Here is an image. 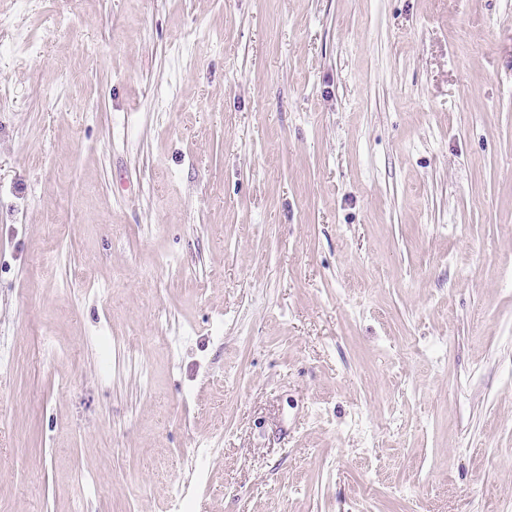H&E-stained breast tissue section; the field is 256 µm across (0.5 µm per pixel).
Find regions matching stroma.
I'll return each mask as SVG.
<instances>
[{"label":"stroma","mask_w":512,"mask_h":512,"mask_svg":"<svg viewBox=\"0 0 512 512\" xmlns=\"http://www.w3.org/2000/svg\"><path fill=\"white\" fill-rule=\"evenodd\" d=\"M0 512H512V0H0Z\"/></svg>","instance_id":"35a3bbf8"}]
</instances>
